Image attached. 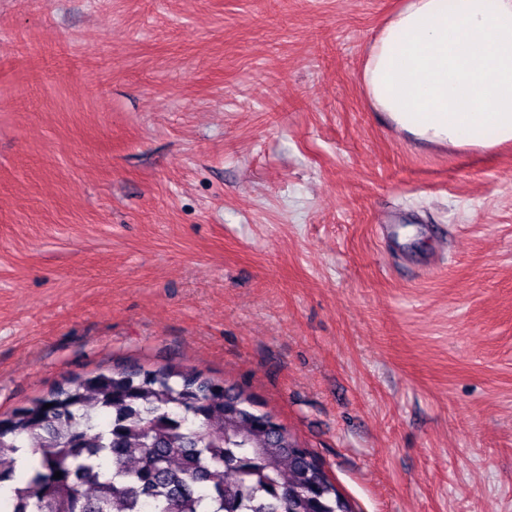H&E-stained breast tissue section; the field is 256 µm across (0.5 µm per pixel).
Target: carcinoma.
Wrapping results in <instances>:
<instances>
[{
  "label": "carcinoma",
  "instance_id": "cac0c4a2",
  "mask_svg": "<svg viewBox=\"0 0 512 512\" xmlns=\"http://www.w3.org/2000/svg\"><path fill=\"white\" fill-rule=\"evenodd\" d=\"M263 416L244 387L181 365L70 377L0 417V489L19 449L34 457L0 512H355Z\"/></svg>",
  "mask_w": 512,
  "mask_h": 512
}]
</instances>
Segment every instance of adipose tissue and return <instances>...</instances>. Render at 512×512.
<instances>
[{
    "mask_svg": "<svg viewBox=\"0 0 512 512\" xmlns=\"http://www.w3.org/2000/svg\"><path fill=\"white\" fill-rule=\"evenodd\" d=\"M360 79L416 141L491 152L512 143V0H406Z\"/></svg>",
    "mask_w": 512,
    "mask_h": 512,
    "instance_id": "obj_1",
    "label": "adipose tissue"
}]
</instances>
